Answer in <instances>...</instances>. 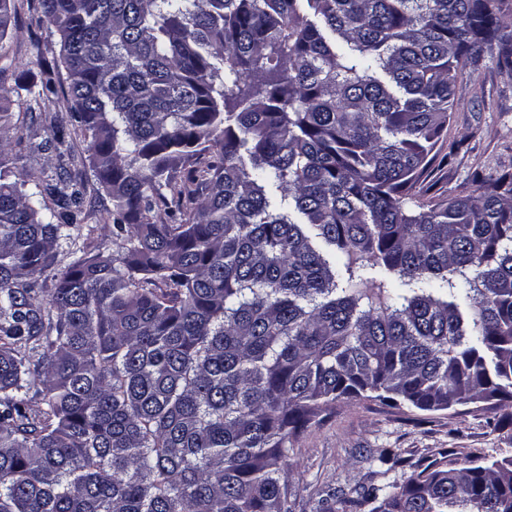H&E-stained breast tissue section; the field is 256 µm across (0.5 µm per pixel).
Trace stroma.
<instances>
[{
  "label": "stroma",
  "mask_w": 512,
  "mask_h": 512,
  "mask_svg": "<svg viewBox=\"0 0 512 512\" xmlns=\"http://www.w3.org/2000/svg\"><path fill=\"white\" fill-rule=\"evenodd\" d=\"M16 7V25L0 44V67L5 70L0 85L10 92L12 117L27 134L53 122L66 128L62 145L21 160L33 182L42 185L56 181L65 167L75 173L88 171L91 139L68 128L62 96H50L40 109L28 112L30 94L40 91L43 71L56 61L59 46L56 36L38 22L37 0H16ZM452 141L460 144L453 153L448 150ZM506 172L512 173V73L483 62L457 87L451 120L416 189L424 198L442 200L457 193L459 185L474 175ZM111 208V198L99 190L95 180H87L79 232L73 242L62 245L60 267L79 257L87 239L101 252H111L112 227L105 222ZM506 413L512 414L510 399L431 412L378 399L336 401L322 420L288 445L295 512H318L322 500L340 489L348 492L385 479L405 481L412 464H428L451 450L500 457L512 447L494 428ZM387 448L400 449L408 466L388 468L380 460Z\"/></svg>",
  "instance_id": "stroma-1"
}]
</instances>
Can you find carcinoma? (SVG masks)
I'll return each mask as SVG.
<instances>
[{
  "instance_id": "obj_1",
  "label": "carcinoma",
  "mask_w": 512,
  "mask_h": 512,
  "mask_svg": "<svg viewBox=\"0 0 512 512\" xmlns=\"http://www.w3.org/2000/svg\"><path fill=\"white\" fill-rule=\"evenodd\" d=\"M40 4L113 248L43 307L85 180L0 151V512H294L336 401L512 399V174L414 192L458 83L512 70L506 0ZM322 512H512V454Z\"/></svg>"
}]
</instances>
